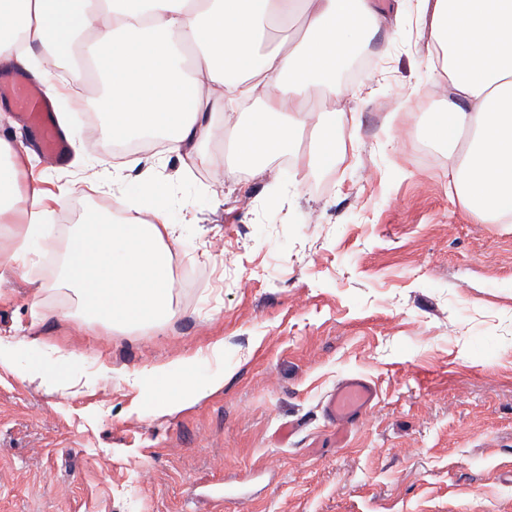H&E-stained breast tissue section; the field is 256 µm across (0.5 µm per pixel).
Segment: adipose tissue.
Segmentation results:
<instances>
[{"label":"adipose tissue","instance_id":"1","mask_svg":"<svg viewBox=\"0 0 512 512\" xmlns=\"http://www.w3.org/2000/svg\"><path fill=\"white\" fill-rule=\"evenodd\" d=\"M428 49L441 60L444 109L429 113V138L447 148L459 202L480 224L512 223V0H418ZM302 18L287 49L262 50L266 26ZM379 0H0V65L36 69L49 95L57 81L37 70L32 50L71 46L88 33L94 55L76 75L103 76L112 120L103 142L161 137L169 151H194L218 127L234 135L238 162L292 155L298 180L344 155L336 115L318 97L344 98L341 61L357 45L394 27ZM257 99L258 111H234ZM223 124H216V110ZM306 148H299L302 132ZM23 158L0 138V221L30 238L47 216L41 191L21 185ZM145 216L122 222L84 212L67 243L63 279L82 311L112 328L166 322L174 289L170 257L179 239L164 203L166 181L149 180ZM198 359L188 355L149 371L165 410L193 404L213 381L188 384Z\"/></svg>","mask_w":512,"mask_h":512}]
</instances>
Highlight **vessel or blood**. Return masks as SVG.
Here are the masks:
<instances>
[{"instance_id": "vessel-or-blood-1", "label": "vessel or blood", "mask_w": 512, "mask_h": 512, "mask_svg": "<svg viewBox=\"0 0 512 512\" xmlns=\"http://www.w3.org/2000/svg\"><path fill=\"white\" fill-rule=\"evenodd\" d=\"M0 99L12 102L24 112L37 131L43 155L53 161L66 158L67 140L59 132L50 98L20 73L0 77ZM376 389L361 376L342 380L329 396L325 412L337 425L347 426L358 421L372 407Z\"/></svg>"}]
</instances>
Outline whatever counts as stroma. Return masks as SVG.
<instances>
[{"label": "stroma", "instance_id": "35a3bbf8", "mask_svg": "<svg viewBox=\"0 0 512 512\" xmlns=\"http://www.w3.org/2000/svg\"><path fill=\"white\" fill-rule=\"evenodd\" d=\"M428 41L411 16L365 46L346 156L301 183L287 155L241 166L227 132L201 162L101 144L97 78L66 86L71 160L0 102V136L67 199L0 270V340L74 369L53 386L0 365V512H512V223H476L424 132L443 105ZM148 171L170 185L176 315L110 330L64 284L57 238L89 209L124 219L112 195L142 201ZM186 355L224 382L180 411L123 379ZM349 375L378 397L340 428L323 405Z\"/></svg>", "mask_w": 512, "mask_h": 512}]
</instances>
